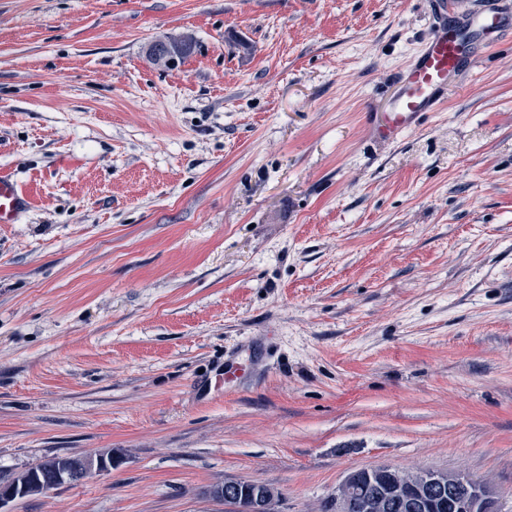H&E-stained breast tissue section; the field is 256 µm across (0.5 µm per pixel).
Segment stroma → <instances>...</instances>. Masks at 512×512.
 Here are the masks:
<instances>
[{
    "label": "stroma",
    "mask_w": 512,
    "mask_h": 512,
    "mask_svg": "<svg viewBox=\"0 0 512 512\" xmlns=\"http://www.w3.org/2000/svg\"><path fill=\"white\" fill-rule=\"evenodd\" d=\"M434 0H0V479L15 512H323L380 465L512 512V31L385 143ZM192 37L174 67L148 44ZM33 204V194L27 184L14 176H0V224H15ZM107 453L111 454V452ZM108 454L99 453L81 456L80 461L72 466L61 462L55 464V466L52 465L54 461L63 457L77 458V455L52 456L43 460L37 466H42V470H45L47 466H52L50 468L53 471L52 478L49 481H44L41 473L25 471L16 480L0 484V511L13 512L10 507L12 503L42 492L41 490H33L27 495L31 482L38 483L43 491H47L81 481L96 473L110 472L113 462L112 456ZM256 485L261 486L266 492H255L254 494L246 497V489L242 488L237 483H229L218 489L213 497L223 500L240 503V510L244 512H274L275 500H270L276 494L279 501V493L274 488L267 484L256 482ZM268 492V493H267Z\"/></svg>",
    "instance_id": "obj_1"
}]
</instances>
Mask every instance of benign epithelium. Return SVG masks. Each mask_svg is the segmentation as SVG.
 <instances>
[{
  "label": "benign epithelium",
  "mask_w": 512,
  "mask_h": 512,
  "mask_svg": "<svg viewBox=\"0 0 512 512\" xmlns=\"http://www.w3.org/2000/svg\"><path fill=\"white\" fill-rule=\"evenodd\" d=\"M50 480L41 474L25 471L20 476L0 484V512H12L11 504L27 495L30 483L44 491L69 485L96 473L112 471V456L106 453L80 457L74 465L57 463L51 467ZM213 497L237 502L242 512H275V501L266 492L250 496L242 494L237 483L218 489ZM496 498V492L487 484H475L457 475L444 473L405 474L389 466H377L353 471L338 486L334 497L336 512H394L404 507L409 512H433L444 506L454 512H485Z\"/></svg>",
  "instance_id": "1"
}]
</instances>
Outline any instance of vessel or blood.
<instances>
[{"label": "vessel or blood", "mask_w": 512, "mask_h": 512, "mask_svg": "<svg viewBox=\"0 0 512 512\" xmlns=\"http://www.w3.org/2000/svg\"><path fill=\"white\" fill-rule=\"evenodd\" d=\"M439 8L440 22L400 76L387 110L373 119L380 139L397 138L418 127L427 113L436 111L449 81L475 63L477 47L491 43L507 25L496 12H475L459 20L453 0H439ZM32 203L27 184L12 176H0V224L16 223Z\"/></svg>", "instance_id": "1"}]
</instances>
